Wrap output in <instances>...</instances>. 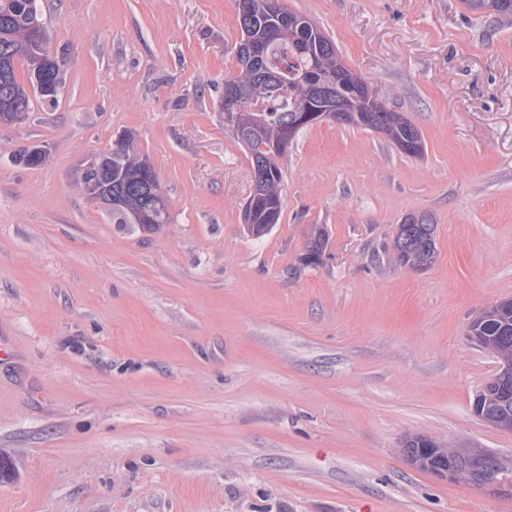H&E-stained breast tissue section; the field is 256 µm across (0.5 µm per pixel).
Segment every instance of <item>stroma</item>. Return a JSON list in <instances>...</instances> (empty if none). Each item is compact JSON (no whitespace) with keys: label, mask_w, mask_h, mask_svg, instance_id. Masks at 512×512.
Instances as JSON below:
<instances>
[{"label":"stroma","mask_w":512,"mask_h":512,"mask_svg":"<svg viewBox=\"0 0 512 512\" xmlns=\"http://www.w3.org/2000/svg\"><path fill=\"white\" fill-rule=\"evenodd\" d=\"M278 2L425 152L303 128L280 220L254 238L250 155L219 107L241 70L235 0H40L58 101L0 126V512H512L400 453L423 435L512 456V430L474 410L499 361L467 337L512 298V16ZM125 131L167 198L161 233L118 227L79 184ZM36 144L43 165L13 163ZM411 213L436 225L419 272L391 259Z\"/></svg>","instance_id":"stroma-1"}]
</instances>
